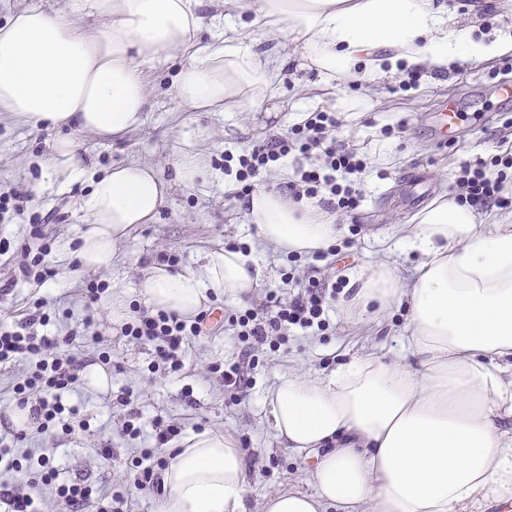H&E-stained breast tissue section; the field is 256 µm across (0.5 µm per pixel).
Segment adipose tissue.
<instances>
[{
  "mask_svg": "<svg viewBox=\"0 0 512 512\" xmlns=\"http://www.w3.org/2000/svg\"><path fill=\"white\" fill-rule=\"evenodd\" d=\"M101 24L87 29L85 19ZM282 41H273L274 33ZM300 48L323 80L383 79L401 65L444 67L512 54L511 42L466 39L444 0H67L64 12L13 9L0 23V112L58 131L41 192L69 198L81 226L74 254L111 270L117 246L153 223L174 185L208 167L203 132L172 147L173 169L129 157L98 168L70 137L120 144L143 131L151 89L145 64H173L169 92L190 111L230 119L261 113L283 73L275 59ZM247 218L283 254L329 249L336 218L277 186L253 190ZM421 261L409 284L388 262L356 273L345 317H383L407 300L409 355H353L323 376L278 377L263 405L282 447L314 455L313 492L265 496L262 512H486L512 500V212L479 223L455 198H436L400 227ZM200 270L150 268L136 288L156 311L191 318L224 294L243 301L266 268L234 247L210 250ZM160 512H249V473L234 438L188 432L163 474Z\"/></svg>",
  "mask_w": 512,
  "mask_h": 512,
  "instance_id": "1",
  "label": "adipose tissue"
}]
</instances>
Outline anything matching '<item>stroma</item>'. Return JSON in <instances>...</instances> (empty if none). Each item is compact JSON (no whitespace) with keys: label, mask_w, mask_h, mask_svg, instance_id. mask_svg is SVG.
I'll return each instance as SVG.
<instances>
[{"label":"stroma","mask_w":512,"mask_h":512,"mask_svg":"<svg viewBox=\"0 0 512 512\" xmlns=\"http://www.w3.org/2000/svg\"><path fill=\"white\" fill-rule=\"evenodd\" d=\"M454 2L461 27L470 28L473 39L489 43L512 38V8L505 0H487L488 7L476 22L469 19L471 0ZM503 63L500 57L486 63L459 58L443 71L423 67L417 82L409 88L404 87L406 73L400 70L381 83L349 88L357 105L339 110L331 102L323 107L304 103V96L321 75L296 50L285 63L283 90L272 102L278 117L265 124L252 121L245 112L223 120L210 112L187 111L168 94L164 85L168 71L158 66L144 132L133 135L119 148L95 142L79 131L73 132V140L105 166L133 154L166 168L171 164V147L181 126L188 123L206 132L201 147L210 155V168L196 187L174 186L157 221L134 225L117 248L111 272L99 276L84 269L72 254L80 227L78 215L67 201L42 194L37 188L51 156L55 130L1 121L0 193L15 189L29 194L30 200L24 215L0 222V236L11 242L9 253L0 256V278L13 275L22 254L37 250V243L27 238L25 226L30 219L52 209L57 212V220L52 226L49 260L58 266L59 274L55 281L42 286L18 283L13 295L0 304V319L7 321L19 313L32 312L40 301L49 318L45 333L65 337L73 330H83V337L71 345V352L97 350V337H104L111 347L112 388L132 390L144 421L159 417L183 432L220 431L233 436L249 466V498L253 505H260L266 495L288 483L312 491L307 473L314 460L279 447L263 408L265 394L284 373L319 375L357 352L376 351L390 361L403 355L405 300L394 302L384 317H366L357 322L343 318L341 300L352 275L360 268L386 261L402 280H410L413 275L417 258L398 244L395 229L407 223L420 207L407 203L402 174L425 176L426 200L459 194L460 164L478 157L491 159L499 152V138L512 135V99L496 91ZM453 104L462 118L449 129L448 141L442 146L427 129L442 109ZM321 108L335 112L342 120L343 134L350 136L351 148L365 159L367 168L361 176L363 201L359 209L355 216L337 217L336 243L316 263L307 255L275 252L255 237L240 198L242 185L225 175L223 158L225 151L239 155L264 139L286 132L306 113ZM400 123L405 125V132H397ZM225 245L259 255L268 278L249 301L223 295L213 301V308L223 314L222 328L191 338L183 374L154 371L152 346L121 336L114 329L111 292H104L93 307L85 305L82 290L88 280L98 276L105 283L117 280L130 288L128 305L138 307L141 300L135 287L146 266L160 264L163 256L172 255L177 269L194 270L203 251ZM314 264L319 265L325 282L336 287L328 326L295 329L287 343L254 350L251 386L244 399L234 401L211 369L231 365L247 347L238 334L235 316L259 308L270 292L291 298ZM63 402L68 406L82 404L86 429L69 436L61 422H53L47 430L29 432L17 447L18 456L35 460L53 455L61 470L57 484L88 477L98 489L102 506H110L112 497L120 495L128 499L130 512H157L158 497L145 495L137 488L132 466L138 449L151 447V439L125 435L122 411L107 402L105 393L88 390L84 384L64 393ZM105 446L115 448L116 457L108 461L97 458L96 449Z\"/></svg>","instance_id":"35a3bbf8"}]
</instances>
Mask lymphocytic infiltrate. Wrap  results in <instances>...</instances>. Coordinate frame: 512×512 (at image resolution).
<instances>
[{
    "instance_id": "lymphocytic-infiltrate-1",
    "label": "lymphocytic infiltrate",
    "mask_w": 512,
    "mask_h": 512,
    "mask_svg": "<svg viewBox=\"0 0 512 512\" xmlns=\"http://www.w3.org/2000/svg\"><path fill=\"white\" fill-rule=\"evenodd\" d=\"M342 122L332 112H312L295 124L285 135L273 136L255 146L248 153L232 156L225 154V162H237L235 178L244 183L258 178L281 160L293 153L311 158L309 168L298 171L295 181L289 182L285 191L293 201L309 198L317 200L320 207L329 213L354 214L362 196L356 187V177L366 169L365 162L350 147L347 138L339 136ZM465 192V200L477 212L497 207H512V151L494 157L493 161L475 159L463 164L459 178ZM48 225L38 219L28 224L30 238L41 241L42 246L34 256L24 258L19 266L21 278L38 284L53 280L58 271L49 259L51 246L47 242ZM20 278V279H21ZM327 288L317 276H309L306 284L289 300H281L275 293H268L262 308L248 310L237 317L241 336L252 347L259 348L268 343L283 342L291 328L309 329L323 326ZM208 316L200 311L194 320L188 321L174 312H155L139 308L133 321L125 323L123 336L155 346L154 368L164 374L181 372L185 367V348L191 337L199 335ZM43 312L26 315L18 323L0 324V365H12L20 358L35 357L37 363L22 382L15 386L18 394V409L28 410L31 421L38 429H46L49 423L67 417V430L85 428L75 406L62 402L64 391L74 388L79 382V373L86 359L74 353H60L61 342L57 338L44 336L34 331L35 322L45 321ZM153 447L141 449L136 461L134 481L153 493L162 490V473L167 461L158 453L177 434L176 427L156 418L151 422ZM27 487L9 483L0 484V504L7 512H43L42 501L29 494V487L57 483L59 474L49 458L37 460Z\"/></svg>"
}]
</instances>
